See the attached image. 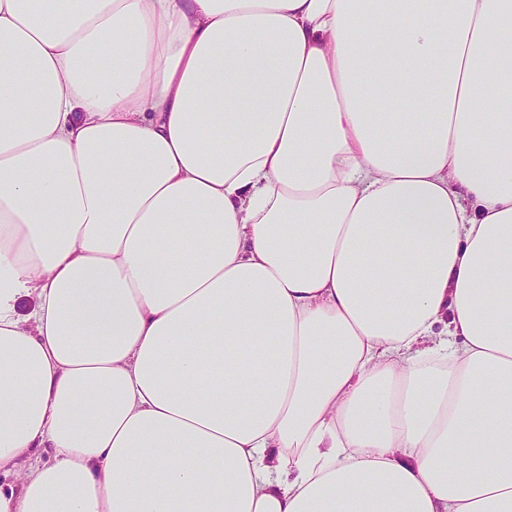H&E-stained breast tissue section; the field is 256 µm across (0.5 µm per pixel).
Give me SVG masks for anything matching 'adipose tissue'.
<instances>
[{
  "instance_id": "adipose-tissue-1",
  "label": "adipose tissue",
  "mask_w": 512,
  "mask_h": 512,
  "mask_svg": "<svg viewBox=\"0 0 512 512\" xmlns=\"http://www.w3.org/2000/svg\"><path fill=\"white\" fill-rule=\"evenodd\" d=\"M2 470L512 512V0H0Z\"/></svg>"
}]
</instances>
